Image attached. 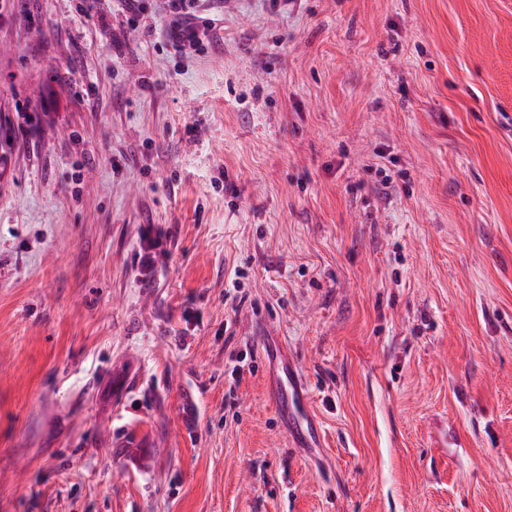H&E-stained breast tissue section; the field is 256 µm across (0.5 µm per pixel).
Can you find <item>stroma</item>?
<instances>
[{"mask_svg":"<svg viewBox=\"0 0 512 512\" xmlns=\"http://www.w3.org/2000/svg\"><path fill=\"white\" fill-rule=\"evenodd\" d=\"M12 9L0 512H512V0ZM166 10L164 39L184 54L203 53L217 40L222 0H158ZM162 245L163 240L160 234L153 239H146V243L142 244V253H140L141 274L143 275L142 281L149 282L152 280L151 273L154 268L155 251Z\"/></svg>","mask_w":512,"mask_h":512,"instance_id":"obj_1","label":"stroma"}]
</instances>
